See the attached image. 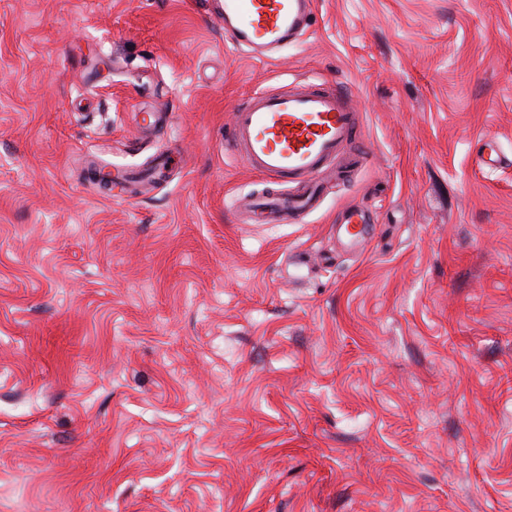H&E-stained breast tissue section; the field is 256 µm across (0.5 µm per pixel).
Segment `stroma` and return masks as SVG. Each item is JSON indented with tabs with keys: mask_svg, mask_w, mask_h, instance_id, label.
Returning <instances> with one entry per match:
<instances>
[{
	"mask_svg": "<svg viewBox=\"0 0 512 512\" xmlns=\"http://www.w3.org/2000/svg\"><path fill=\"white\" fill-rule=\"evenodd\" d=\"M347 88L365 159L292 191L224 141ZM512 0H0V512H512ZM368 209L350 244L336 226ZM224 32L239 47L277 52L310 26L311 0H224Z\"/></svg>",
	"mask_w": 512,
	"mask_h": 512,
	"instance_id": "stroma-1",
	"label": "stroma"
}]
</instances>
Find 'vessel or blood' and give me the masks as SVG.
<instances>
[{
  "mask_svg": "<svg viewBox=\"0 0 512 512\" xmlns=\"http://www.w3.org/2000/svg\"><path fill=\"white\" fill-rule=\"evenodd\" d=\"M224 31L257 54L275 52L309 27L312 0H224ZM360 114L341 87L313 83L282 93L264 91L239 103L232 114L229 145L249 168L295 181V192L270 206L278 223L299 218L318 200L316 180L355 138ZM367 215L346 210L341 227L349 239L364 237Z\"/></svg>",
  "mask_w": 512,
  "mask_h": 512,
  "instance_id": "obj_1",
  "label": "vessel or blood"
}]
</instances>
